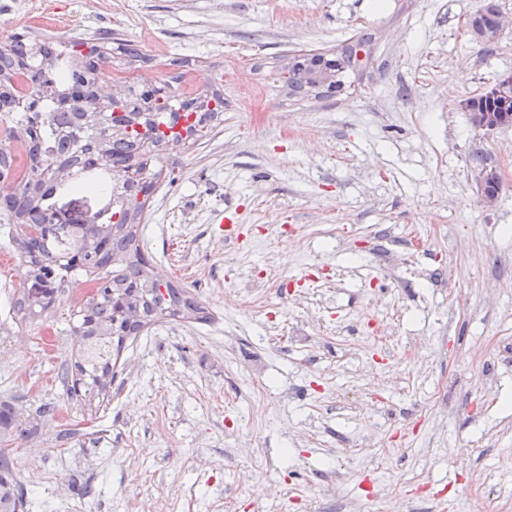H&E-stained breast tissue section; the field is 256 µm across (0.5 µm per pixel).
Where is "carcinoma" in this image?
<instances>
[{"mask_svg":"<svg viewBox=\"0 0 512 512\" xmlns=\"http://www.w3.org/2000/svg\"><path fill=\"white\" fill-rule=\"evenodd\" d=\"M499 14L494 0H482L468 28L491 29ZM372 41L368 33L348 39L338 50L345 68L363 74L369 60L360 54L371 51ZM110 56L134 60L140 46L105 31L87 40L72 39L62 54L19 35L0 49V102L13 97L14 79L26 76L35 87L50 86L44 100L53 108L40 129L27 121L8 127V139L19 142L21 152L0 147V172H10L23 157V176L0 188V224L8 229L14 255L26 269L13 311L22 323L37 319L61 301L73 274L95 276L96 295L70 318L72 332L83 340L74 364L76 379L68 390L71 398L107 396L114 378L112 351H121L126 338L159 322L208 319L186 289L157 278L141 246L140 226L164 173L163 152L187 149L209 137L224 114V94L212 89L184 98L166 81L160 95L158 85L140 79L127 85L126 97L113 99L112 111L92 112L83 120L80 113L95 101L94 85L112 83L99 64ZM286 84L294 95L315 87L310 70L298 62L288 67ZM469 101L472 112H503L499 97L483 93ZM64 152L112 157L111 207L97 223L77 225V239L68 250L58 246L57 227L50 222L53 204L44 191L46 171ZM30 281L45 288H30ZM13 432L31 430L18 424L12 405L0 403V433ZM26 507L23 487L0 453V512H26Z\"/></svg>","mask_w":512,"mask_h":512,"instance_id":"cac0c4a2","label":"carcinoma"}]
</instances>
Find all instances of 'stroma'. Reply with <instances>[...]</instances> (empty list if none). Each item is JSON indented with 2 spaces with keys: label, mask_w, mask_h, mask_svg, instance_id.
I'll list each match as a JSON object with an SVG mask.
<instances>
[{
  "label": "stroma",
  "mask_w": 512,
  "mask_h": 512,
  "mask_svg": "<svg viewBox=\"0 0 512 512\" xmlns=\"http://www.w3.org/2000/svg\"><path fill=\"white\" fill-rule=\"evenodd\" d=\"M27 36L114 30L149 61L112 75L224 93L208 141L170 151L142 242L209 318L160 323L121 352L114 396L69 401V310L21 325L0 270V402L29 512H512V126L461 107L512 74V28L472 40L479 0H48ZM376 38L330 98L289 95L298 50ZM482 162H475V154ZM496 168V207L478 197ZM108 197L61 192L58 222ZM223 223H215V213ZM280 274L282 294L254 279Z\"/></svg>",
  "instance_id": "stroma-1"
}]
</instances>
